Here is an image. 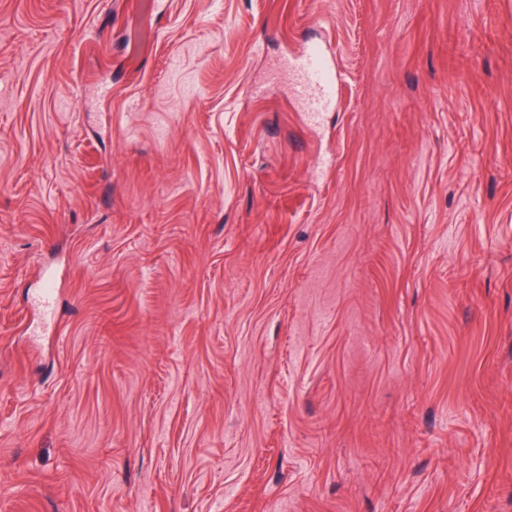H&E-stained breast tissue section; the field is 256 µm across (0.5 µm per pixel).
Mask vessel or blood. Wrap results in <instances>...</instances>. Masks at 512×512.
Returning <instances> with one entry per match:
<instances>
[{
	"label": "vessel or blood",
	"mask_w": 512,
	"mask_h": 512,
	"mask_svg": "<svg viewBox=\"0 0 512 512\" xmlns=\"http://www.w3.org/2000/svg\"><path fill=\"white\" fill-rule=\"evenodd\" d=\"M295 66L299 71L295 95L305 103L310 116H317L336 94L338 73L327 51L320 47L309 49Z\"/></svg>",
	"instance_id": "1"
}]
</instances>
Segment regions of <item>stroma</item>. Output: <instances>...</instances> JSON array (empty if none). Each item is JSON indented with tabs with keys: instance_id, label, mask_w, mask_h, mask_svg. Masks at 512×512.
<instances>
[{
	"instance_id": "35a3bbf8",
	"label": "stroma",
	"mask_w": 512,
	"mask_h": 512,
	"mask_svg": "<svg viewBox=\"0 0 512 512\" xmlns=\"http://www.w3.org/2000/svg\"><path fill=\"white\" fill-rule=\"evenodd\" d=\"M0 512H512V0H0ZM294 67L299 71L295 95L306 104L311 117L316 118L335 96L338 73L330 57L321 47H312L298 58Z\"/></svg>"
}]
</instances>
